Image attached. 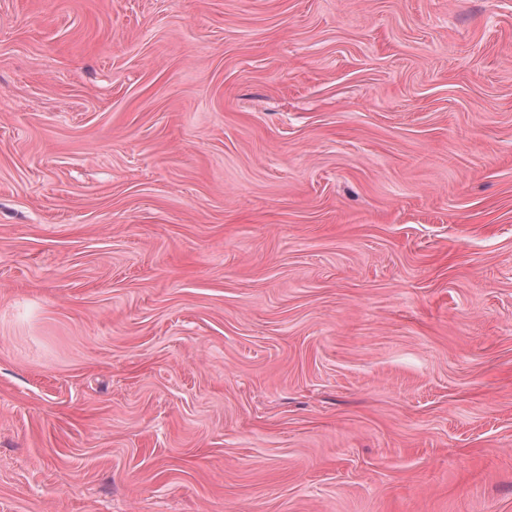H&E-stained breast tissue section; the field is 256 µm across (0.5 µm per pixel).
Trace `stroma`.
Returning <instances> with one entry per match:
<instances>
[{"label": "stroma", "mask_w": 512, "mask_h": 512, "mask_svg": "<svg viewBox=\"0 0 512 512\" xmlns=\"http://www.w3.org/2000/svg\"><path fill=\"white\" fill-rule=\"evenodd\" d=\"M0 512H512V0H0Z\"/></svg>", "instance_id": "stroma-1"}]
</instances>
